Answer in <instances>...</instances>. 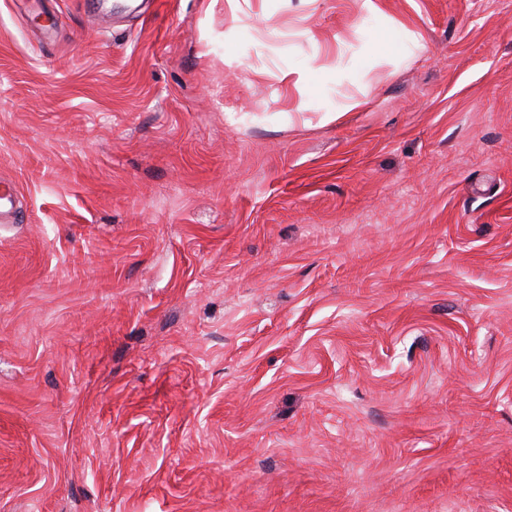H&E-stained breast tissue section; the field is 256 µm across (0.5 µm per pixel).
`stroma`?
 <instances>
[{
	"instance_id": "35a3bbf8",
	"label": "stroma",
	"mask_w": 512,
	"mask_h": 512,
	"mask_svg": "<svg viewBox=\"0 0 512 512\" xmlns=\"http://www.w3.org/2000/svg\"><path fill=\"white\" fill-rule=\"evenodd\" d=\"M135 1L0 0V512H512V0ZM19 191L16 183L4 176L0 177V222L6 224L15 219L19 211Z\"/></svg>"
}]
</instances>
